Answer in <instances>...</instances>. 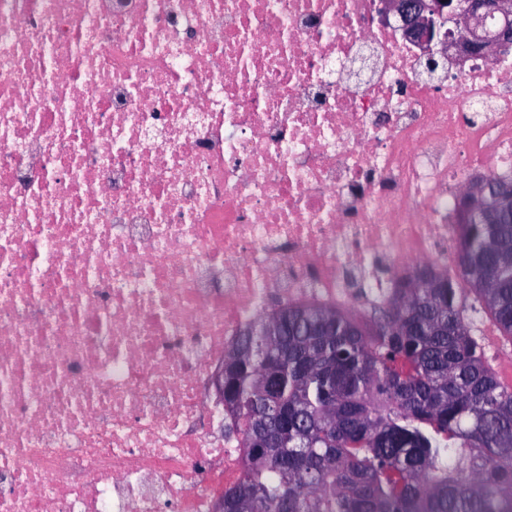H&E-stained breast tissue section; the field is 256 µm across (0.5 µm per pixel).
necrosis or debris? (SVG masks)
<instances>
[{"instance_id":"4bbe7bcc","label":"necrosis or debris","mask_w":512,"mask_h":512,"mask_svg":"<svg viewBox=\"0 0 512 512\" xmlns=\"http://www.w3.org/2000/svg\"><path fill=\"white\" fill-rule=\"evenodd\" d=\"M380 4L0 0V512H211L242 329L454 273L512 52L424 79Z\"/></svg>"}]
</instances>
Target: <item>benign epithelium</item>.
Instances as JSON below:
<instances>
[{"mask_svg":"<svg viewBox=\"0 0 512 512\" xmlns=\"http://www.w3.org/2000/svg\"><path fill=\"white\" fill-rule=\"evenodd\" d=\"M452 6L448 0L432 4L428 0H381L380 12L384 19L401 21L405 35L428 48L427 66L434 69L438 60L447 56L448 48L458 44L468 53L486 59H497L500 52L512 44V0H467V5L452 11L453 27L441 29L444 9ZM487 16H496L502 28L491 33L483 27ZM487 188L473 184L463 193L461 209L473 211L482 207L487 224L497 221L502 207L512 206V186L495 189L492 201L486 200Z\"/></svg>","mask_w":512,"mask_h":512,"instance_id":"1","label":"benign epithelium"}]
</instances>
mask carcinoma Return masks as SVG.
Here are the masks:
<instances>
[{"label": "carcinoma", "instance_id": "cac0c4a2", "mask_svg": "<svg viewBox=\"0 0 512 512\" xmlns=\"http://www.w3.org/2000/svg\"><path fill=\"white\" fill-rule=\"evenodd\" d=\"M454 276L392 289L371 329L327 306L260 318L224 357L243 471L224 512H512V386L466 300L512 338V212L462 225ZM466 287L461 288L459 284ZM288 410V429L259 447Z\"/></svg>", "mask_w": 512, "mask_h": 512}]
</instances>
